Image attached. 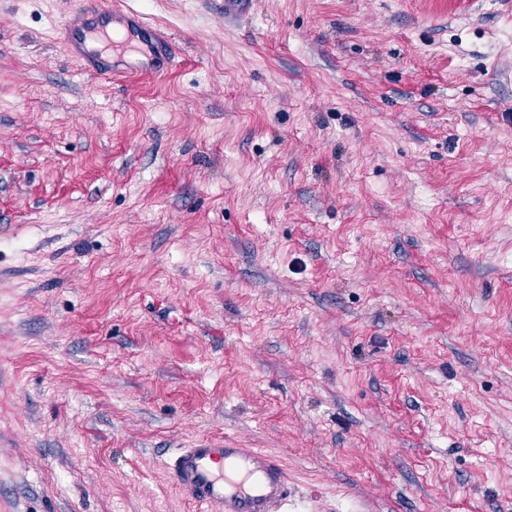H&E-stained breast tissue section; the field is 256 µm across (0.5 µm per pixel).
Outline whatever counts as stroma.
<instances>
[{
    "label": "stroma",
    "mask_w": 512,
    "mask_h": 512,
    "mask_svg": "<svg viewBox=\"0 0 512 512\" xmlns=\"http://www.w3.org/2000/svg\"><path fill=\"white\" fill-rule=\"evenodd\" d=\"M162 78L0 0V512H512V0H128ZM169 478L186 499L206 512H287L288 475L278 456L224 442L180 448Z\"/></svg>",
    "instance_id": "1"
}]
</instances>
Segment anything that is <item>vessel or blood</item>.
I'll list each match as a JSON object with an SVG mask.
<instances>
[{
	"instance_id": "b4317fda",
	"label": "vessel or blood",
	"mask_w": 512,
	"mask_h": 512,
	"mask_svg": "<svg viewBox=\"0 0 512 512\" xmlns=\"http://www.w3.org/2000/svg\"><path fill=\"white\" fill-rule=\"evenodd\" d=\"M57 39L83 70L101 78H162L178 65L172 35L127 8L125 0H78L58 26ZM169 478L206 512H286L291 496L278 456L221 442L179 449Z\"/></svg>"
}]
</instances>
